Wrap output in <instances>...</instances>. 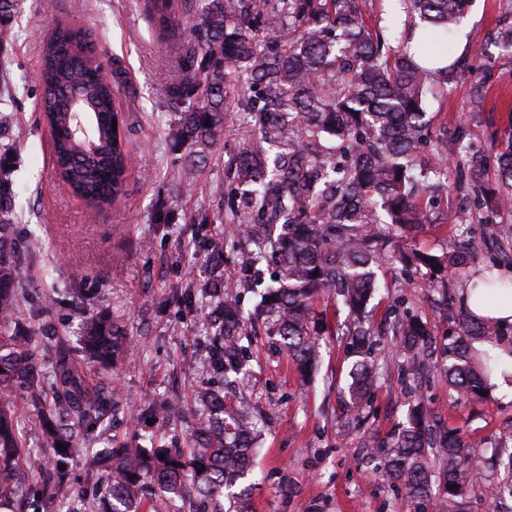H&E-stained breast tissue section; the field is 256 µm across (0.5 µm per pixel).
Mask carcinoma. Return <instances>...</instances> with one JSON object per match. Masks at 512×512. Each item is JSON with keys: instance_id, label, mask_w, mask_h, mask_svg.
<instances>
[{"instance_id": "1", "label": "carcinoma", "mask_w": 512, "mask_h": 512, "mask_svg": "<svg viewBox=\"0 0 512 512\" xmlns=\"http://www.w3.org/2000/svg\"><path fill=\"white\" fill-rule=\"evenodd\" d=\"M19 2L0 0V42L11 36ZM142 2L160 34H176L174 0ZM397 2L407 31L421 30L413 48L408 35L391 44L366 0L184 4L197 22L180 46L183 77L165 84L169 100L185 106L172 132L187 150L180 177L193 174L230 112L246 113L248 139L232 160L233 185L224 199L232 215L247 217L242 236L252 249L247 265L204 283L213 307L204 338L213 382L196 392L203 418L194 435L184 446L152 437L149 447L114 439L84 449V477L95 480L89 496L70 492L78 431L93 430L121 406L138 424L165 416L172 404H135L117 388L105 394L90 387L85 362L114 370L132 349L131 338L104 310L84 317L76 342L55 340L50 373L43 375V338L29 327L38 310L20 313L27 254L7 250L3 238L15 190L8 168L12 148L0 143V506L20 497L24 507L17 512H52L50 505L63 497L66 512H144L145 504L157 502L164 512H248L249 488H233L253 478L259 416L245 401L227 405L224 388L243 385L250 336L260 326L310 376L325 332L317 313L322 297L347 310L336 329L349 339L351 358L344 410L360 416L377 379L365 309L380 290L378 270L391 235L421 232L428 223L426 194L448 180L452 166L454 187L465 191L477 222L485 211L512 217V128L499 149L484 150L462 125L448 140L427 112L433 88L465 65L464 57L450 53L448 40L469 0ZM496 43L499 59L512 62V25L497 29ZM40 57V112L51 132L53 168L74 195L98 210L123 194L130 156L127 137L112 129L118 117L112 82L81 28L57 27ZM489 163L498 176L491 191L483 184ZM483 246L470 238L441 254H402L400 263L445 276L465 269ZM202 247L219 269L224 244L204 239ZM263 263L274 267L268 280ZM469 288L489 297L512 294V283L502 277L476 279ZM241 289L257 298L247 314ZM387 325L404 351L408 378L434 370L456 399L482 397L498 363L489 355L474 360L471 344L500 341V327L466 311L438 348L427 324L399 305ZM16 393L36 411L43 454L24 448L9 406ZM474 446L459 429L432 433L419 410L390 437L371 435L366 442L375 471L401 485L410 512H464L473 475L486 466ZM497 456L504 475L484 490L494 505L512 498V450L502 446Z\"/></svg>"}]
</instances>
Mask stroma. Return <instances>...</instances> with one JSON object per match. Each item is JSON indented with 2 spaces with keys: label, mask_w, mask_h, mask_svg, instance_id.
Returning <instances> with one entry per match:
<instances>
[{
  "label": "stroma",
  "mask_w": 512,
  "mask_h": 512,
  "mask_svg": "<svg viewBox=\"0 0 512 512\" xmlns=\"http://www.w3.org/2000/svg\"><path fill=\"white\" fill-rule=\"evenodd\" d=\"M508 21L512 0H473L463 25L466 46L477 61L495 51L487 33ZM67 23L90 33L98 61L112 81L130 143L125 192L95 216L53 170L39 110L40 50L56 25ZM164 72L179 77L175 51L160 40L138 0H21L13 37L0 45V74L10 89L0 98V118L8 125L5 141L14 147L10 243L29 254L23 286L40 309L35 325L72 339L84 309L110 312L133 347L114 371L86 365L89 381L120 389L139 402L178 396L182 410L168 424L143 423L135 435L183 441L201 414L194 391L208 379L206 352L199 343L206 333L202 314L208 300L197 295L188 309L167 297L172 289L186 286L187 275L200 282L209 278V260L198 249L202 236L225 242V267L240 266L246 259L245 250L236 245L238 225L224 218L231 162L244 143V116L232 113L205 164L191 181H181L178 172L185 150L171 135L179 113L168 104L159 81ZM479 76L476 70L463 74L449 84L444 98L431 101L429 109L452 134L459 123L469 122L476 143L483 144L512 125V65L496 66L485 85L484 110L472 117L469 102ZM462 205L456 192L438 187L431 223L416 238H394V245L440 253L453 243L481 237L488 248L466 273L475 276L488 270L492 249L512 242V218L497 217L489 224L444 222L447 210ZM161 208L170 211L173 223L156 222ZM203 214L209 221L201 225L197 218ZM426 278L422 269L407 281L399 265L381 268V289L368 306L375 331L371 353L379 378L361 418L345 414L341 407L349 365L344 337L333 331L323 336L314 376L306 379L272 337L261 330L253 336L248 390L270 419L254 459L263 481L251 493V512H405L401 489L373 473L364 442L372 433L391 434L408 414L409 385L400 371L403 356L385 321L394 296L407 297L437 338H444L453 326L456 308H443L440 290H422ZM76 288L82 289L86 304L73 301ZM422 402L435 424L461 429L475 441L476 453H487L488 443L512 433L511 399L490 394L458 404L439 376L425 384Z\"/></svg>",
  "instance_id": "35a3bbf8"
}]
</instances>
